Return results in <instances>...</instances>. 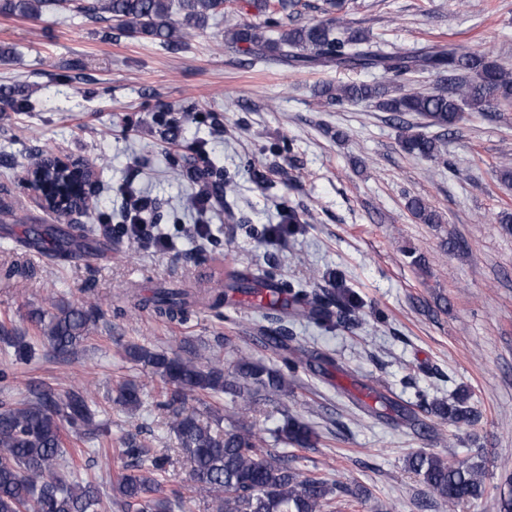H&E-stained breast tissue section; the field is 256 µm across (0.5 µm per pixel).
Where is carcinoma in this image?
<instances>
[{
	"instance_id": "obj_1",
	"label": "carcinoma",
	"mask_w": 512,
	"mask_h": 512,
	"mask_svg": "<svg viewBox=\"0 0 512 512\" xmlns=\"http://www.w3.org/2000/svg\"><path fill=\"white\" fill-rule=\"evenodd\" d=\"M225 0H0V15L36 18L46 10H72L90 20L113 22V27L148 37L165 48L186 44L191 30L200 28L215 15L224 14ZM265 25L236 23L228 26V43L260 60L289 66L344 69H380L385 83H325L319 94L325 104L345 105L373 102L390 114L401 128L400 147L409 154L441 161L442 145L464 112H497L512 108V68L488 52L461 46H427L413 53H386L361 29L340 30L336 19L282 27L276 15L294 6V0H250ZM183 14L176 25L173 7ZM279 28L277 36L266 34ZM433 71L441 75L434 91L407 87L413 74ZM435 128L432 134L428 129ZM407 208L424 224L438 216L420 198L411 197ZM32 244L49 247L53 255L71 252L74 242L34 234ZM257 283L269 291V300L259 309L264 323L257 332L265 344L283 349L294 340L276 326L285 317L305 318L319 326H344L355 320L361 308L357 294L337 276L332 287L315 289L279 287L265 279ZM248 294L239 279L229 275L225 289L203 299L214 306L224 303L227 293ZM182 288H155L135 303L159 317L175 319L202 299ZM32 316L49 351L57 355L76 353L89 338L95 306L57 303ZM126 356L151 369L164 385V407L172 409L169 425L178 441L177 452L190 464L188 488L167 487L162 479L165 460L157 458L142 465L143 446L124 442L125 455L134 460L130 472L111 486L116 503L134 512H190L195 497L207 499L211 512H331L332 505L350 496L368 501L372 492L355 490L305 475L292 464L288 451L268 448L269 439L286 447L314 448L319 434L291 410L273 430H262L243 420L223 427L220 409L205 406L206 415L186 413L187 401L204 402L219 394L230 396L233 405L249 409L260 395L283 404L292 393L288 375L245 354L228 373L205 356L168 353L147 345L131 344ZM142 388L127 381L116 387L109 400L134 410L141 404ZM470 393L461 389L444 403L430 406V413L450 424H470L478 411L469 405ZM105 409L87 391L72 389L59 397L47 388L11 404L0 405V512H99L101 492L91 482H82L63 471L65 448L71 433L96 439L108 434L101 415ZM408 468L445 505L448 512L481 498L485 492L479 456L467 455L448 461L423 451L412 454Z\"/></svg>"
}]
</instances>
